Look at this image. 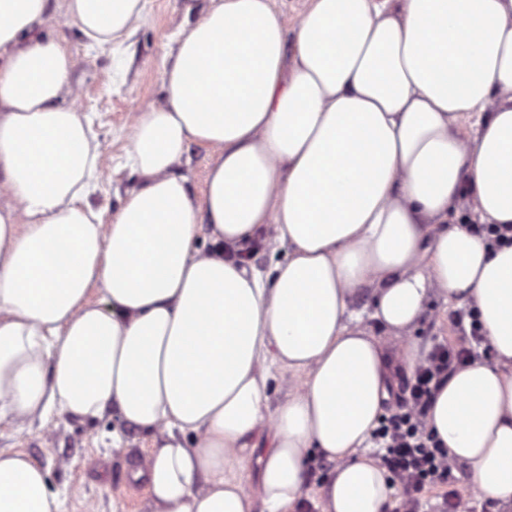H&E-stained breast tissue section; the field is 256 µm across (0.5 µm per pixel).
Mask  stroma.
Returning <instances> with one entry per match:
<instances>
[{
    "label": "stroma",
    "mask_w": 512,
    "mask_h": 512,
    "mask_svg": "<svg viewBox=\"0 0 512 512\" xmlns=\"http://www.w3.org/2000/svg\"><path fill=\"white\" fill-rule=\"evenodd\" d=\"M64 0H49L50 22L44 34L65 39L72 52L71 84L66 95L87 116L101 144L103 173L88 197L89 205L111 216L122 206L138 179L125 168L131 131L141 113L164 100L160 72L174 40L186 29V0H144L130 31L112 50L88 47L65 15ZM455 306L431 295L412 335L422 341L440 336L456 343L460 334L451 322ZM120 430L122 451L112 448V432ZM151 435L121 428L115 412L93 422L54 414L47 422L0 421V448L25 453L48 474L52 490L65 494L66 512H147L143 482L132 480L128 466L144 461Z\"/></svg>",
    "instance_id": "1"
}]
</instances>
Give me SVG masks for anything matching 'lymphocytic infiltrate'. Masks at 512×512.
<instances>
[{
    "label": "lymphocytic infiltrate",
    "instance_id": "1",
    "mask_svg": "<svg viewBox=\"0 0 512 512\" xmlns=\"http://www.w3.org/2000/svg\"><path fill=\"white\" fill-rule=\"evenodd\" d=\"M454 324L462 331V343L454 346L435 339L412 375L402 377L396 409L382 415L373 433L379 464L400 494L392 512H420L423 498L435 489L440 495L434 512H473L469 493L449 486L454 463L425 423L436 390L446 377L476 358L483 340L478 319L467 321L459 315Z\"/></svg>",
    "mask_w": 512,
    "mask_h": 512
}]
</instances>
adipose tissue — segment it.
Returning a JSON list of instances; mask_svg holds the SVG:
<instances>
[{
  "mask_svg": "<svg viewBox=\"0 0 512 512\" xmlns=\"http://www.w3.org/2000/svg\"><path fill=\"white\" fill-rule=\"evenodd\" d=\"M142 9L66 4L99 48ZM48 21L47 0H0V419L116 409L153 438L129 468L150 512H294L315 453L334 464L320 512H388L371 433L437 292L474 311L495 359L447 378L426 425L512 503V245L468 230L512 224V0H310L291 30L272 0H208L107 220L86 202L97 135L65 99L72 54L39 37ZM194 145L213 153L197 196L176 171ZM265 233L283 253L266 275L236 262ZM0 512L63 501L0 449Z\"/></svg>",
  "mask_w": 512,
  "mask_h": 512,
  "instance_id": "1",
  "label": "adipose tissue"
}]
</instances>
